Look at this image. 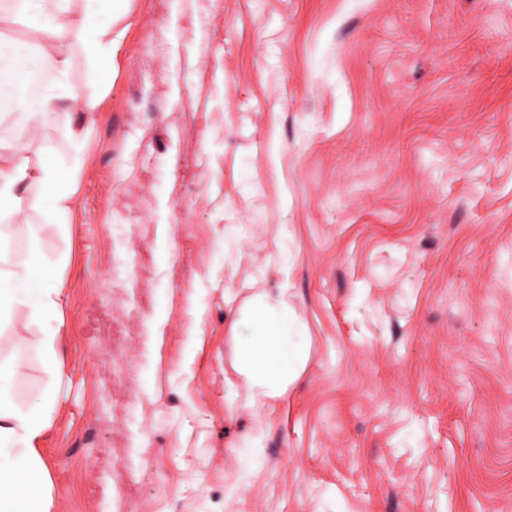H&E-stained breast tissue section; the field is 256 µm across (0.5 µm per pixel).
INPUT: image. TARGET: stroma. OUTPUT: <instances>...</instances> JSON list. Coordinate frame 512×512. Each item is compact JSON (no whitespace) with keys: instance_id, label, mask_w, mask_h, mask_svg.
<instances>
[{"instance_id":"obj_1","label":"stroma","mask_w":512,"mask_h":512,"mask_svg":"<svg viewBox=\"0 0 512 512\" xmlns=\"http://www.w3.org/2000/svg\"><path fill=\"white\" fill-rule=\"evenodd\" d=\"M115 8L79 145L0 118L76 198L15 226L59 309L0 325L52 512H512V0ZM257 295L306 352L263 400Z\"/></svg>"}]
</instances>
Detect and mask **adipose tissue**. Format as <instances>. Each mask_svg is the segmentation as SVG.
<instances>
[{
  "instance_id": "adipose-tissue-1",
  "label": "adipose tissue",
  "mask_w": 512,
  "mask_h": 512,
  "mask_svg": "<svg viewBox=\"0 0 512 512\" xmlns=\"http://www.w3.org/2000/svg\"><path fill=\"white\" fill-rule=\"evenodd\" d=\"M69 0H17V16L28 31L23 42L0 41V93L10 97L14 121L22 127L51 124L70 142L80 137L78 117L95 112L98 100L69 79L71 57L47 53L55 37L77 32L90 49L89 65L97 86H104L112 64V0H82L74 18ZM47 201L49 217L67 216L75 206L57 163L32 168L16 141L0 139V321L15 310L42 319L54 311L64 285L49 265L11 254V221L24 212L31 189ZM239 371L256 398L282 395L302 359L297 319L287 300L274 307L257 304L238 325ZM12 371L0 364V512H50L51 490L36 447L49 426L42 407L23 408L11 394Z\"/></svg>"
}]
</instances>
